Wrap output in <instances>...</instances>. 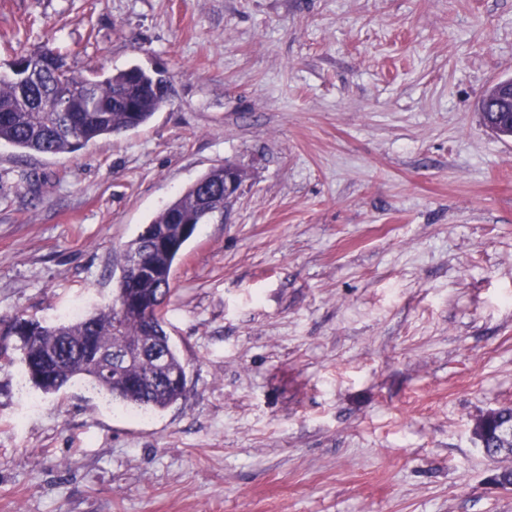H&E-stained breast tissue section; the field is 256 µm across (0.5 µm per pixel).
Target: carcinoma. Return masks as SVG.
<instances>
[{
    "label": "carcinoma",
    "mask_w": 512,
    "mask_h": 512,
    "mask_svg": "<svg viewBox=\"0 0 512 512\" xmlns=\"http://www.w3.org/2000/svg\"><path fill=\"white\" fill-rule=\"evenodd\" d=\"M52 55L58 65L43 66ZM24 77L0 78V144L45 155L72 153L91 142L123 134L147 124L165 100L156 95L152 80H131L129 73L76 75L65 66L63 55L51 49L25 56ZM66 104L65 111L58 105ZM202 179L215 186L210 201L201 199L195 186L188 187L153 220V238L138 235L122 256L117 289L130 296L153 295L160 302L170 296L171 274L186 240L181 221L204 223L208 210L223 199V170L214 168ZM112 311L54 326L13 317L3 333L22 337L16 351H0V361L18 359L32 385L54 394L74 380H85L114 401L143 411L165 410L186 395L187 386L172 380L185 376L186 365L165 330L164 314L152 317L130 311L121 318V331L112 335ZM138 343L151 350L161 346L162 362L146 354L119 376L108 379L96 369L94 357L100 349H121ZM512 423V409L502 408L486 421L487 442L499 439L497 432Z\"/></svg>",
    "instance_id": "obj_1"
}]
</instances>
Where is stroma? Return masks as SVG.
I'll return each mask as SVG.
<instances>
[{
    "label": "stroma",
    "mask_w": 512,
    "mask_h": 512,
    "mask_svg": "<svg viewBox=\"0 0 512 512\" xmlns=\"http://www.w3.org/2000/svg\"><path fill=\"white\" fill-rule=\"evenodd\" d=\"M163 78L144 126L0 145V320L111 305L125 246L244 179L173 267L162 412L0 367V512H512L471 434L512 408V0H0V74Z\"/></svg>",
    "instance_id": "obj_1"
}]
</instances>
